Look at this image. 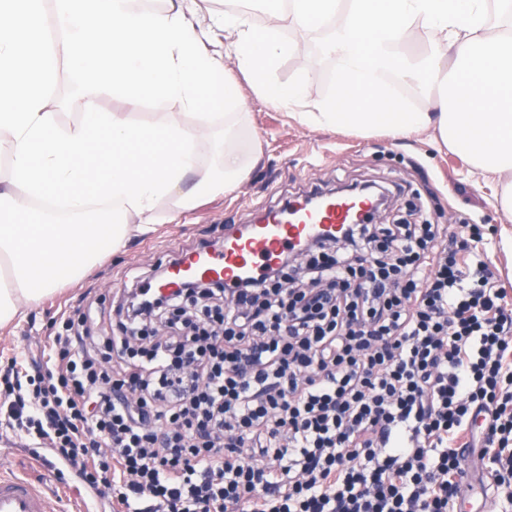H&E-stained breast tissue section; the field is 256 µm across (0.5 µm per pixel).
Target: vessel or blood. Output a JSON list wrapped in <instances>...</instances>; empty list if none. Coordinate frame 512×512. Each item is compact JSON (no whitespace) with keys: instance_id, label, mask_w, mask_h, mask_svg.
<instances>
[{"instance_id":"vessel-or-blood-1","label":"vessel or blood","mask_w":512,"mask_h":512,"mask_svg":"<svg viewBox=\"0 0 512 512\" xmlns=\"http://www.w3.org/2000/svg\"><path fill=\"white\" fill-rule=\"evenodd\" d=\"M358 203L352 199H329L318 210L305 205L293 211H267L265 223L255 225L246 236L228 237L221 248L184 252L170 266L165 280L158 285L167 292L179 287L185 277L218 282L234 287L237 282L259 278L275 265L284 252L305 239L339 231L349 221ZM49 499L39 485L25 477L0 468V512H47Z\"/></svg>"}]
</instances>
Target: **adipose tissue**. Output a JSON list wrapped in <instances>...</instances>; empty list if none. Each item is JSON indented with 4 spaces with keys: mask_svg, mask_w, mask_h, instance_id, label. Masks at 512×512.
<instances>
[{
    "mask_svg": "<svg viewBox=\"0 0 512 512\" xmlns=\"http://www.w3.org/2000/svg\"><path fill=\"white\" fill-rule=\"evenodd\" d=\"M267 13L259 25L249 11L202 12L199 0L146 11L131 0H0V152L12 161L0 183V328L62 280H79L101 256L89 240L119 251L131 229L151 231L249 175L251 156L229 137L219 167L202 169L198 148L214 136L212 119L141 128L98 109L111 93L128 110L152 99L243 119L247 102L228 59L302 123L394 139L428 134L497 179L500 209L512 215V0H286ZM285 20L330 30L331 96L308 100L305 76L274 79L278 61L299 50L278 34ZM417 23L430 35L422 59L403 49ZM449 58L454 68L443 69ZM63 66L77 76L67 103L83 116L65 131L45 90ZM399 83L428 86L425 108H405L393 94ZM62 246L73 256L65 278L31 287L32 268L53 269Z\"/></svg>",
    "mask_w": 512,
    "mask_h": 512,
    "instance_id": "ef3b65f1",
    "label": "adipose tissue"
}]
</instances>
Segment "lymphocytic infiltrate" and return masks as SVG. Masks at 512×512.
Returning <instances> with one entry per match:
<instances>
[{
	"label": "lymphocytic infiltrate",
	"instance_id": "1",
	"mask_svg": "<svg viewBox=\"0 0 512 512\" xmlns=\"http://www.w3.org/2000/svg\"><path fill=\"white\" fill-rule=\"evenodd\" d=\"M475 224H351L257 281L64 319L0 414L110 512H512V295Z\"/></svg>",
	"mask_w": 512,
	"mask_h": 512
}]
</instances>
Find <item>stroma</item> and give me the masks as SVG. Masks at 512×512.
Returning <instances> with one entry per match:
<instances>
[{
  "mask_svg": "<svg viewBox=\"0 0 512 512\" xmlns=\"http://www.w3.org/2000/svg\"><path fill=\"white\" fill-rule=\"evenodd\" d=\"M281 36L299 43V54L283 58L274 70L277 81L288 83L309 74L310 100L335 90V69L324 52L326 39L319 29H300L282 23ZM242 90L249 116L242 139L257 137L258 161L249 178L224 194L205 198L195 210L174 221L156 225L153 232L128 240L122 253L102 258L81 279L60 289L0 329V361L25 359L59 329L61 314L78 317L94 313L92 331L109 330L113 296L150 280L156 269L169 265L180 250L201 242H223L227 227L249 224L256 212L281 207L314 191L343 183L374 181L390 187L392 207L379 223L430 221L434 224H477L483 237L477 251L495 266L502 285L512 294V251L503 242L512 234L496 205L498 186L492 178L476 174L468 160L439 148L426 136L393 140L382 134L362 136L308 125L287 112L267 105L250 85ZM9 460L16 474L38 481L51 501L65 499L69 512L80 505L70 488L33 460L27 444L0 418V458Z\"/></svg>",
  "mask_w": 512,
  "mask_h": 512,
  "instance_id": "1",
  "label": "stroma"
}]
</instances>
